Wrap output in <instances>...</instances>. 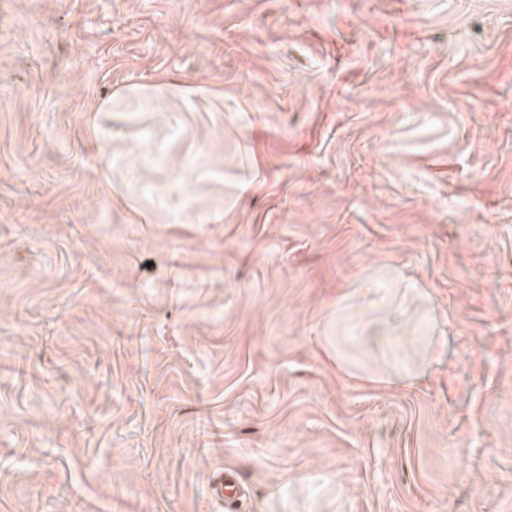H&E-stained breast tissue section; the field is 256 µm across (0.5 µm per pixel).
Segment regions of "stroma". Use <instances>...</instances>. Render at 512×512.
<instances>
[{"instance_id":"stroma-1","label":"stroma","mask_w":512,"mask_h":512,"mask_svg":"<svg viewBox=\"0 0 512 512\" xmlns=\"http://www.w3.org/2000/svg\"><path fill=\"white\" fill-rule=\"evenodd\" d=\"M277 489L512 512V0H0V512Z\"/></svg>"}]
</instances>
